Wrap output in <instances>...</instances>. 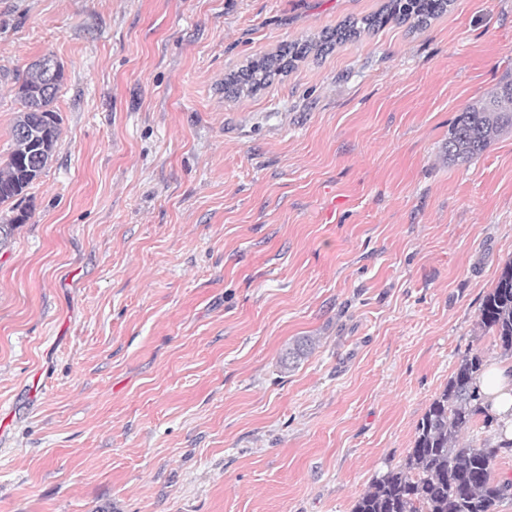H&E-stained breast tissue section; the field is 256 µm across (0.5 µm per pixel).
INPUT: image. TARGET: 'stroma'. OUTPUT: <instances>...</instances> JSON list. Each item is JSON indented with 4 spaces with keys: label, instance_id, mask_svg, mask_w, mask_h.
I'll return each mask as SVG.
<instances>
[{
    "label": "stroma",
    "instance_id": "1",
    "mask_svg": "<svg viewBox=\"0 0 512 512\" xmlns=\"http://www.w3.org/2000/svg\"><path fill=\"white\" fill-rule=\"evenodd\" d=\"M387 2L0 0V161L18 75L65 74L0 250V512H351L465 351L505 361L479 322L512 260V128L466 163L444 144L512 80V0L224 97Z\"/></svg>",
    "mask_w": 512,
    "mask_h": 512
}]
</instances>
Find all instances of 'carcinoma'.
<instances>
[{"label":"carcinoma","mask_w":512,"mask_h":512,"mask_svg":"<svg viewBox=\"0 0 512 512\" xmlns=\"http://www.w3.org/2000/svg\"><path fill=\"white\" fill-rule=\"evenodd\" d=\"M451 0H389L386 13L369 15L331 31L282 45L276 52L256 56L224 74V96L256 95L311 54L324 53L335 43L361 36L393 19L423 28L447 11ZM64 83V70L53 84L36 82L31 69L18 80L16 97L23 106L12 127L13 149L0 166V247L28 219L17 201L42 174L59 142V117L53 109ZM512 98V82H504L489 98L461 112L449 132L445 153L452 162H467L484 151L500 133L512 127V112L503 101ZM480 324L505 354H512V262L506 263L480 309ZM314 349L306 336L288 351L292 367ZM485 354L465 352L444 389L434 398L415 429L406 461L389 469L355 502L352 512H494L496 504L512 496V479L498 477L495 461L512 450V440L467 438L489 428L478 382Z\"/></svg>","instance_id":"obj_1"}]
</instances>
